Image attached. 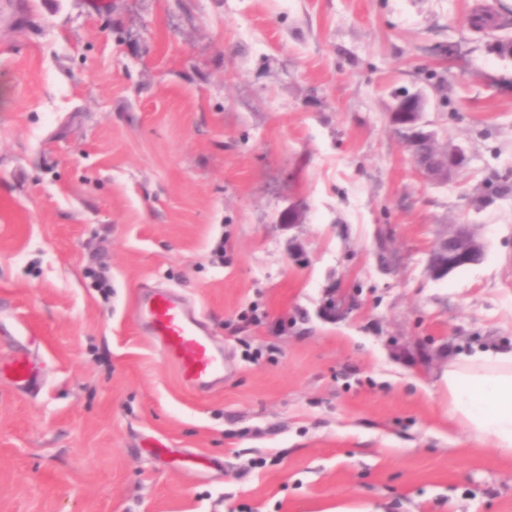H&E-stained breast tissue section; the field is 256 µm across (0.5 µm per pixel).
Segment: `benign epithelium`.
Wrapping results in <instances>:
<instances>
[{"instance_id":"benign-epithelium-1","label":"benign epithelium","mask_w":512,"mask_h":512,"mask_svg":"<svg viewBox=\"0 0 512 512\" xmlns=\"http://www.w3.org/2000/svg\"><path fill=\"white\" fill-rule=\"evenodd\" d=\"M426 100L419 92L401 90L395 93L390 113L393 128L402 133L419 174L431 183L451 180L467 161L463 148L450 145L435 150V134L419 129ZM486 243L472 224H450L428 261L429 274L436 280L444 279L458 268L479 262Z\"/></svg>"}]
</instances>
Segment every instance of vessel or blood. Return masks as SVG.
Here are the masks:
<instances>
[{"mask_svg":"<svg viewBox=\"0 0 512 512\" xmlns=\"http://www.w3.org/2000/svg\"><path fill=\"white\" fill-rule=\"evenodd\" d=\"M134 315L186 386L209 392L223 384L224 350L213 342L199 313L186 308L170 291L156 289L138 297ZM7 369L18 386L38 382L27 356L12 354Z\"/></svg>","mask_w":512,"mask_h":512,"instance_id":"b4317fda","label":"vessel or blood"}]
</instances>
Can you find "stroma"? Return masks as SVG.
Masks as SVG:
<instances>
[{
  "instance_id": "obj_1",
  "label": "stroma",
  "mask_w": 512,
  "mask_h": 512,
  "mask_svg": "<svg viewBox=\"0 0 512 512\" xmlns=\"http://www.w3.org/2000/svg\"><path fill=\"white\" fill-rule=\"evenodd\" d=\"M497 40L512 0H0V360L41 377L0 375V512H512L444 382L512 349ZM400 88L465 149L452 181L394 132ZM466 223L483 260L433 279ZM147 284L202 313L221 388L136 323ZM9 359L7 369L16 385L26 388L38 383L37 372L26 355L13 353Z\"/></svg>"
}]
</instances>
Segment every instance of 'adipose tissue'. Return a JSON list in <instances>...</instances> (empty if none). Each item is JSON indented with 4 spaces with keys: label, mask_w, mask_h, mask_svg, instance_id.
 Wrapping results in <instances>:
<instances>
[{
    "label": "adipose tissue",
    "mask_w": 512,
    "mask_h": 512,
    "mask_svg": "<svg viewBox=\"0 0 512 512\" xmlns=\"http://www.w3.org/2000/svg\"><path fill=\"white\" fill-rule=\"evenodd\" d=\"M446 385L450 421L469 439L512 459V350L449 358Z\"/></svg>",
    "instance_id": "adipose-tissue-1"
}]
</instances>
